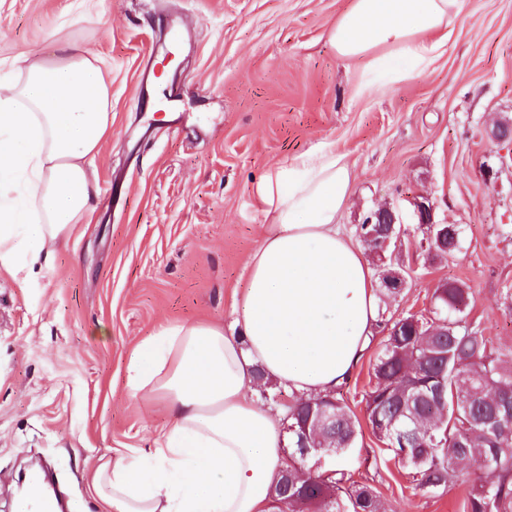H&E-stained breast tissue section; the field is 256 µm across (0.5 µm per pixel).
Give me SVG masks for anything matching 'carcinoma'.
<instances>
[{
    "mask_svg": "<svg viewBox=\"0 0 512 512\" xmlns=\"http://www.w3.org/2000/svg\"><path fill=\"white\" fill-rule=\"evenodd\" d=\"M470 288L452 281L434 291L433 318L381 315L380 350L364 395L365 416L374 435L412 452L398 462L416 486L434 493L464 479L457 464L479 463L465 512H512V353L488 352L487 340L467 323ZM288 426L298 437L325 444L317 453L336 455L354 447L360 422L331 394L296 397ZM288 486L276 484L278 512H385L380 496L366 484L349 483L339 469L317 471L295 457Z\"/></svg>",
    "mask_w": 512,
    "mask_h": 512,
    "instance_id": "1",
    "label": "carcinoma"
}]
</instances>
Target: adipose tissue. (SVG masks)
Instances as JSON below:
<instances>
[{"instance_id":"obj_1","label":"adipose tissue","mask_w":512,"mask_h":512,"mask_svg":"<svg viewBox=\"0 0 512 512\" xmlns=\"http://www.w3.org/2000/svg\"><path fill=\"white\" fill-rule=\"evenodd\" d=\"M460 0H351L332 42L367 59L377 89L426 68ZM388 47L376 55L378 47ZM112 129L102 61L59 41L50 60L23 59L0 75V267L48 263L53 246L92 209L86 160ZM351 176L330 149L284 160L254 193L266 222L233 304L235 331L172 322L139 343L129 386L164 395L168 422L155 448L100 465L104 512H277L285 466L278 418L255 398V369L300 397L333 391L362 357L381 290L362 253L338 234Z\"/></svg>"}]
</instances>
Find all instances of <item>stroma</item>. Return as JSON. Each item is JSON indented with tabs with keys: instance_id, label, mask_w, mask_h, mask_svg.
I'll return each mask as SVG.
<instances>
[{
	"instance_id": "obj_1",
	"label": "stroma",
	"mask_w": 512,
	"mask_h": 512,
	"mask_svg": "<svg viewBox=\"0 0 512 512\" xmlns=\"http://www.w3.org/2000/svg\"><path fill=\"white\" fill-rule=\"evenodd\" d=\"M0 0V74L53 58L49 33L103 60L112 131L90 157L99 193L47 265L0 269V512L32 464L52 471L66 512H101L104 461L154 447L162 397H135L132 350L170 322L231 325L232 294L266 222L255 182L328 147L353 173L338 230L382 206L399 212L398 253L416 266L386 314L427 308L436 283H466L469 319L512 349V0H464L426 69L384 92L330 42L350 0ZM181 29L182 39L168 34ZM458 225L450 257L423 251L413 201ZM377 346L335 391L357 418ZM339 466L390 512H464L468 483L425 493L364 424Z\"/></svg>"
}]
</instances>
